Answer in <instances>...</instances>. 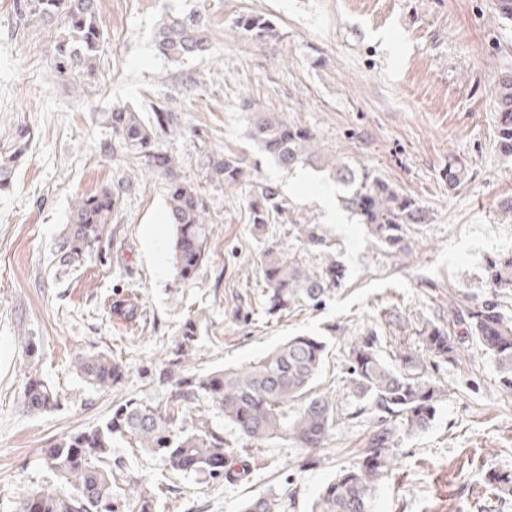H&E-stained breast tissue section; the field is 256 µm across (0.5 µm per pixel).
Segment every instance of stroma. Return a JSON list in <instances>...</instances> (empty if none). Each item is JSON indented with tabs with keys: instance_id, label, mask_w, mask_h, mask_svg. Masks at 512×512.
I'll use <instances>...</instances> for the list:
<instances>
[{
	"instance_id": "1",
	"label": "stroma",
	"mask_w": 512,
	"mask_h": 512,
	"mask_svg": "<svg viewBox=\"0 0 512 512\" xmlns=\"http://www.w3.org/2000/svg\"><path fill=\"white\" fill-rule=\"evenodd\" d=\"M24 3L0 0V145L17 126L31 131L29 152L0 192V512H19L38 488H65L44 448L127 398L166 401L155 370L188 317L200 319L190 361L199 375L247 365L291 336H329L335 325L366 334L384 309L404 316L403 339L416 347L419 325L447 319L449 291H478L485 260L512 250V220L497 206L512 195V160L498 150L494 111L496 82L512 70V24L498 22L495 0H179L181 10L203 12L213 35L206 56L182 64L155 47L158 0H98L105 42L96 77L78 89L56 76L54 35ZM246 12L277 22L275 48L225 38L229 21ZM246 97L306 124L326 152L373 168L421 202L431 220L409 237L408 254L393 259L370 244L328 172L279 170L247 136ZM162 100L182 117L166 148L183 179L199 183L210 220L208 257L187 283L171 266L164 179L113 154L100 119L126 103L147 120ZM227 149L256 161L298 219L336 241L348 276L326 306L281 319L264 312L263 241L245 195L207 176L209 157ZM457 162L466 178L452 191L446 174ZM121 176L135 186L91 257L58 268L55 243L76 199ZM323 187L333 191V210L317 196ZM119 300L137 305L134 320L113 316ZM97 352L122 363L117 387L95 389L76 370L79 356ZM341 358L330 343L318 387L333 390L346 414L354 404ZM30 377L57 390L56 409L25 410ZM439 378L446 392L435 418L403 438L373 512H512V497L485 492L489 474L512 472V398L498 392L495 364L476 349ZM372 428L368 419L340 423L318 461L294 475L295 449L282 439L262 443L249 452L248 481L236 486L169 471L160 457L115 443L112 457L137 491L124 512H138L144 494L155 512H241L258 494L274 498L278 512H310L338 471L358 462Z\"/></svg>"
}]
</instances>
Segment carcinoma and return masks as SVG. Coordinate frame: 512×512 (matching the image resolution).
Instances as JSON below:
<instances>
[{
  "label": "carcinoma",
  "instance_id": "1",
  "mask_svg": "<svg viewBox=\"0 0 512 512\" xmlns=\"http://www.w3.org/2000/svg\"><path fill=\"white\" fill-rule=\"evenodd\" d=\"M162 19L154 41L172 62L201 56L211 47V30L204 17L184 13L177 0H161ZM27 14L55 31L52 60L58 77L80 84L96 74V60L104 43L98 0H26ZM230 38L246 47L262 48L280 40L276 22L262 14H242L228 24ZM497 144L512 157V72L496 85ZM248 137L283 170L320 163L333 180L347 189L343 204L367 226L370 242L396 257L407 253L406 240L428 223V211L414 198L364 166L351 164L321 151L308 126L287 120L282 113L253 106ZM118 146L129 162L163 177L169 185L165 199L168 223L174 228L172 265L177 279L191 280L207 258L210 229L198 185L184 180L164 147V139L180 128L177 112L162 103L152 107L144 121L135 107L115 104L104 113ZM28 129L19 126L8 148L0 151V191L10 188L15 166L29 147ZM209 173L224 187L240 189L248 198L249 221L257 232L270 224L288 225L296 246L287 248L274 236L265 239L261 259L264 288L262 304L270 316L280 317L326 304L347 278L342 255L327 239L320 224H302L291 214L277 183L259 176L257 164L244 154L225 152L213 157ZM130 181L105 185L75 201L69 224L57 242L61 267L79 264L100 242L105 225L112 223ZM483 294L448 293V320L428 322L419 335L422 348L379 350L378 332L362 338L341 337L346 353V389L357 403L351 419L365 415L375 426L359 462L336 474L312 505L311 512H372L376 486L392 471L400 441L425 429L445 392L437 373L456 365L468 347L489 356L498 370V391L512 396V252L484 262ZM199 318L188 317L173 357L158 369L160 382L170 386L165 403L148 404L130 397L112 410L103 423L73 432L44 449L48 468L67 480L64 495L47 486L33 493L21 512H121L112 469V447L117 441L160 455L178 472H201L236 485L250 477L247 448L224 441V433L209 425L204 414L186 426L187 414L200 409L197 401L222 413L245 442L261 444L282 439L295 448L289 463L296 471L316 461L339 423L336 399L316 389L329 341L322 336L288 338L276 349L240 368H225L208 375H191L187 361L198 336ZM76 370L92 387L108 390L121 383L124 369L105 353L81 356ZM23 401L29 412L59 406L58 393L36 377L27 380ZM487 494L512 495V473H494L485 482ZM270 497L248 500L242 512H274Z\"/></svg>",
  "mask_w": 512,
  "mask_h": 512
}]
</instances>
